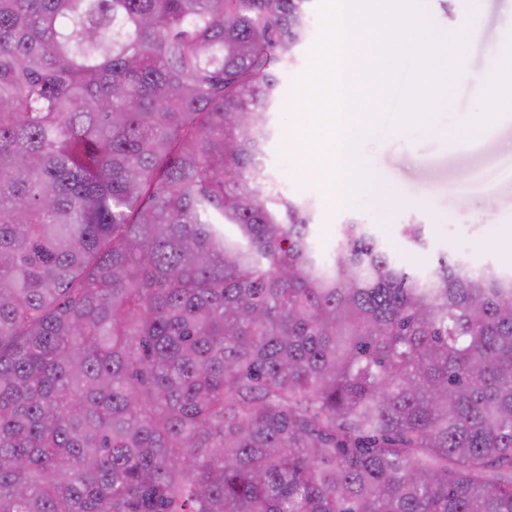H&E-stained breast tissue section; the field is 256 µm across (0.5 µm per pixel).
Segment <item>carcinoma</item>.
I'll list each match as a JSON object with an SVG mask.
<instances>
[{
	"mask_svg": "<svg viewBox=\"0 0 512 512\" xmlns=\"http://www.w3.org/2000/svg\"><path fill=\"white\" fill-rule=\"evenodd\" d=\"M311 2L0 0V512H512V275L261 171Z\"/></svg>",
	"mask_w": 512,
	"mask_h": 512,
	"instance_id": "carcinoma-1",
	"label": "carcinoma"
}]
</instances>
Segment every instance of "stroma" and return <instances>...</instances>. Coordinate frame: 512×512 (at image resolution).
Returning <instances> with one entry per match:
<instances>
[{
    "instance_id": "35a3bbf8",
    "label": "stroma",
    "mask_w": 512,
    "mask_h": 512,
    "mask_svg": "<svg viewBox=\"0 0 512 512\" xmlns=\"http://www.w3.org/2000/svg\"><path fill=\"white\" fill-rule=\"evenodd\" d=\"M426 11L442 34L470 24L464 62L470 74L495 70L492 50L512 35V0H426ZM319 31L315 14L308 39L282 77L279 104L271 114L274 134L263 157L265 175L286 197L315 203L312 237L319 250L332 256L339 225L355 216L370 224L400 264L413 272L429 270L441 254L511 272L512 256L498 244L497 235L500 227L512 226V179L502 175L503 169L512 168V115L473 136L462 135L458 127L476 112L480 98L469 82H457L431 130H381L364 141L362 156L394 193L391 203L381 204L366 192L358 207H348L330 198L317 175L302 170L292 136L305 129L308 111L297 101L296 85L311 65ZM412 221L423 224L425 247L402 240L401 226Z\"/></svg>"
}]
</instances>
